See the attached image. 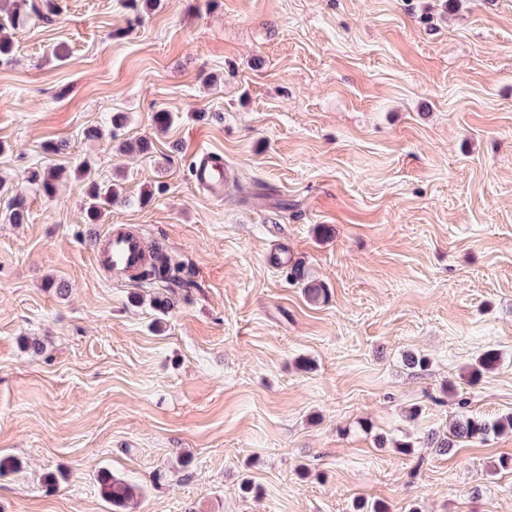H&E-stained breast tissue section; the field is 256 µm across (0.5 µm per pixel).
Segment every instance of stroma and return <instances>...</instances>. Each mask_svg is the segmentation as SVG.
<instances>
[{
  "instance_id": "stroma-1",
  "label": "stroma",
  "mask_w": 512,
  "mask_h": 512,
  "mask_svg": "<svg viewBox=\"0 0 512 512\" xmlns=\"http://www.w3.org/2000/svg\"><path fill=\"white\" fill-rule=\"evenodd\" d=\"M33 2L0 58V177L71 173L0 219V512H112L102 469L141 487L130 512H512V433L427 445L512 414V0ZM92 178L123 189L93 224ZM111 224L192 269L165 321L163 285L96 269ZM224 158L219 155L203 154L192 162L193 180L199 186L221 192L224 186ZM67 167L53 165L49 167H32L26 172L23 183L37 186L44 195L52 197L56 182L65 174ZM288 270L290 277L302 286L304 294L310 302L318 303L325 299L327 292L324 286L320 282L311 279L300 264H289ZM512 431V414L497 419H486L475 415L459 414L448 428V436L441 439L430 438L439 455L450 454L461 442L468 439H485L490 434Z\"/></svg>"
}]
</instances>
